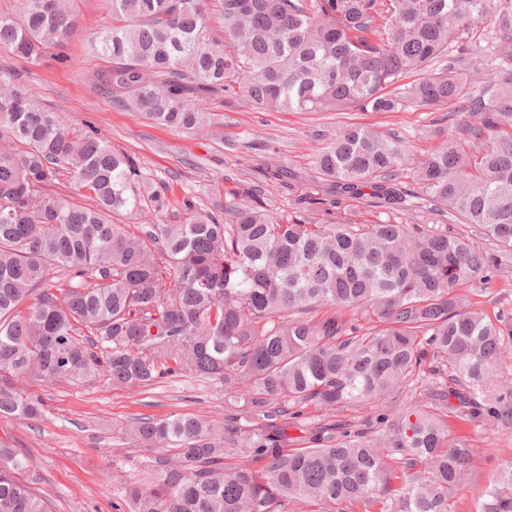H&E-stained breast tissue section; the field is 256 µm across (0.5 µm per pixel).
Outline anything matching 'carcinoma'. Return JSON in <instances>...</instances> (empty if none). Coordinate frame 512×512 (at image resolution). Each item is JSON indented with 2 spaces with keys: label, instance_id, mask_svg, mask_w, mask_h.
<instances>
[{
  "label": "carcinoma",
  "instance_id": "1",
  "mask_svg": "<svg viewBox=\"0 0 512 512\" xmlns=\"http://www.w3.org/2000/svg\"><path fill=\"white\" fill-rule=\"evenodd\" d=\"M107 2L112 25L91 49L112 66L94 80L170 130L214 124L200 101L218 95L265 111L461 103L479 124L457 123L417 179L434 209L478 227L498 253L446 224L312 223L259 199L224 205L221 220L186 196L183 216L161 223L170 201L136 160L63 126L1 72L0 417L44 416L17 388L26 377L217 380L245 422L129 425L159 454L152 485L120 487L130 512H288L292 500L311 512H450L472 454L445 417L512 422L505 331L465 295L512 253V11L496 17L504 66L486 99L468 92L448 50L488 16L487 0H216L218 29L210 0ZM74 32L69 0H22L19 15H0V49L30 60ZM407 157L403 140L345 126L315 165L337 195L408 212L393 184ZM62 180L75 195L46 193ZM122 210L140 219L135 231L112 223ZM317 307L333 313L305 318ZM395 393L407 401L393 411ZM367 401L375 409L356 427L303 418L308 405ZM289 428L303 433L296 448ZM227 456L239 463L224 466ZM28 468L0 446V512H51ZM477 512H512V461Z\"/></svg>",
  "mask_w": 512,
  "mask_h": 512
}]
</instances>
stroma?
Segmentation results:
<instances>
[{"label":"stroma","mask_w":512,"mask_h":512,"mask_svg":"<svg viewBox=\"0 0 512 512\" xmlns=\"http://www.w3.org/2000/svg\"><path fill=\"white\" fill-rule=\"evenodd\" d=\"M71 7L76 34L62 49L49 50L36 63L0 50V71L22 75L28 89L58 113L65 126L93 127L112 148L132 155L171 204L190 194L220 217L232 198L256 197L274 200L281 214L294 212L299 195L323 189L315 158L337 127L347 125L368 126L405 139L412 155L396 184L421 194L414 167L443 141L447 107L271 112L219 98L204 103L219 118L216 132L173 131L151 124L139 112L116 108L109 95L95 86L92 73L108 62L91 51L90 43L100 28L111 24L112 15L105 0H71ZM460 42L483 48L479 56L461 62L471 89L481 90L488 74L500 65L493 18L476 24ZM277 167L288 170V178L269 179V171ZM308 218L376 224L401 220L402 215L376 208L366 198L341 197L329 210L311 212ZM466 294L473 309L491 318L504 317L512 327V259L490 282L476 281ZM20 387L45 402L48 416L0 418V444L31 458L26 478L50 500L53 512H129L118 492L121 482L157 475L155 452L126 434L133 418L201 415L220 423L229 414L224 386L215 380L183 377L126 389L97 376L54 384L28 378ZM448 431L473 450L472 466L454 493L453 512H476L482 492L512 461V424L477 428L452 417Z\"/></svg>","instance_id":"stroma-1"}]
</instances>
